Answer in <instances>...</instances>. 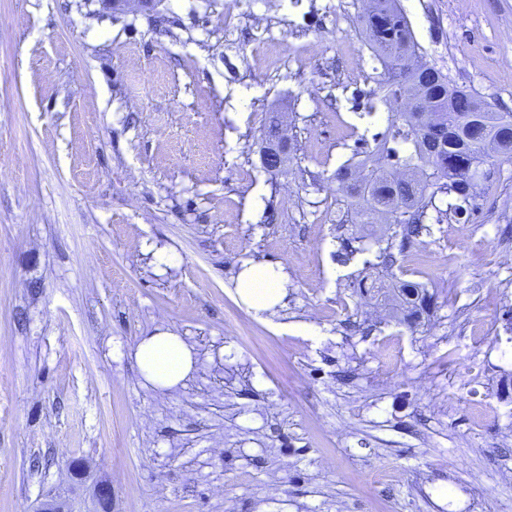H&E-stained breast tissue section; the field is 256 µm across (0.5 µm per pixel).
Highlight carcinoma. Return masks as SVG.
<instances>
[{
	"label": "carcinoma",
	"mask_w": 512,
	"mask_h": 512,
	"mask_svg": "<svg viewBox=\"0 0 512 512\" xmlns=\"http://www.w3.org/2000/svg\"><path fill=\"white\" fill-rule=\"evenodd\" d=\"M362 34L381 66L376 82L380 101L392 103L383 132L373 142L361 137L354 156L370 163L365 180L358 183L349 172L350 164L336 169V201L346 206L355 223L373 224L386 215L387 233L368 237L352 234L337 254L346 264L359 253L373 259L364 269H379L389 280L360 279L358 287L398 292L407 316H416L428 297L426 285L393 276L396 254L420 244L430 233L428 221L441 222L445 211L438 201L454 200V214L462 215L473 205L481 182L489 176L488 166L499 157H512V112H498L472 90L457 86L440 70L423 62L410 22L398 0H379L361 16ZM283 113H270L262 145H281Z\"/></svg>",
	"instance_id": "cac0c4a2"
}]
</instances>
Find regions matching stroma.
I'll use <instances>...</instances> for the list:
<instances>
[{"mask_svg": "<svg viewBox=\"0 0 512 512\" xmlns=\"http://www.w3.org/2000/svg\"><path fill=\"white\" fill-rule=\"evenodd\" d=\"M360 2L0 0V512H512V160L399 255L420 325L357 289L327 179L387 124ZM400 5L512 112V0ZM159 330L195 353L169 390L134 361ZM283 124V113L282 112H271L265 126L264 130V138L262 140V150L267 144L275 143L278 146H281L282 152L284 153V158L281 165L277 168H265L263 167L269 174L272 176H277L279 174H283L287 172L288 166V144L281 143L279 140V133L281 126ZM261 150V152H262ZM239 297L255 312H268L284 298V275L271 264L247 263L236 283Z\"/></svg>", "mask_w": 512, "mask_h": 512, "instance_id": "1", "label": "stroma"}]
</instances>
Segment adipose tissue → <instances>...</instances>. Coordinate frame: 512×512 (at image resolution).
<instances>
[{
    "mask_svg": "<svg viewBox=\"0 0 512 512\" xmlns=\"http://www.w3.org/2000/svg\"><path fill=\"white\" fill-rule=\"evenodd\" d=\"M239 297L255 312L275 308L284 298V275L271 264H246L236 283ZM135 362L144 381L157 389H171L195 368V355L182 336L159 331L136 346Z\"/></svg>",
    "mask_w": 512,
    "mask_h": 512,
    "instance_id": "ef3b65f1",
    "label": "adipose tissue"
}]
</instances>
